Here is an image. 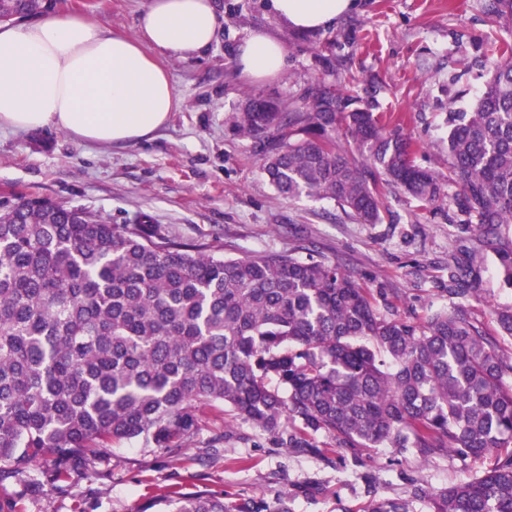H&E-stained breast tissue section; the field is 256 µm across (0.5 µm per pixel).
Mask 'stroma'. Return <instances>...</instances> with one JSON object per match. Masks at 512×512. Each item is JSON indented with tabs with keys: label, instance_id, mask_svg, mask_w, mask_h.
I'll use <instances>...</instances> for the list:
<instances>
[{
	"label": "stroma",
	"instance_id": "35a3bbf8",
	"mask_svg": "<svg viewBox=\"0 0 512 512\" xmlns=\"http://www.w3.org/2000/svg\"><path fill=\"white\" fill-rule=\"evenodd\" d=\"M146 0H50L48 16L85 14L103 28L136 36ZM217 39L201 56L163 59L180 96L168 125L151 139L101 148L46 127L0 125V198H46L100 214L113 224L148 215L170 236L207 243L221 237L228 257L292 250L302 259L341 262L372 289L377 311L424 317L446 307L448 265H471L477 295L467 307L495 329L496 308L512 305L498 276L495 251L467 224L449 223L446 208L420 210L400 192L390 217L362 224L329 200L278 195L251 139L230 117L245 93L301 103L322 81L358 98L378 115L401 117L405 133L426 150L422 166L447 173L448 115L470 111L485 80L479 37L512 35L491 24L486 0H355L326 29L279 23L268 0H216ZM277 35L288 51L279 77L255 84L241 76L235 47L253 30ZM196 441L176 456L124 442L91 460L102 474L89 484L7 482L0 500L22 512H169L165 494H213L226 502L291 500L293 512H364L374 499L410 500L415 483L438 489L471 480L490 459L453 454L421 461L393 448H362L341 458L332 440L315 435L318 453L283 447L259 428L204 408ZM224 432L222 448H207Z\"/></svg>",
	"mask_w": 512,
	"mask_h": 512
}]
</instances>
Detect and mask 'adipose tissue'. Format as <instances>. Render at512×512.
<instances>
[{
	"label": "adipose tissue",
	"mask_w": 512,
	"mask_h": 512,
	"mask_svg": "<svg viewBox=\"0 0 512 512\" xmlns=\"http://www.w3.org/2000/svg\"><path fill=\"white\" fill-rule=\"evenodd\" d=\"M354 0H269L288 27L323 29L349 13ZM220 21L214 0H147L130 37L87 16L0 24V125L52 127L99 147L128 145L163 128L179 105L157 56L188 60L213 44ZM252 82L280 76L283 43L255 30L236 47Z\"/></svg>",
	"instance_id": "obj_1"
}]
</instances>
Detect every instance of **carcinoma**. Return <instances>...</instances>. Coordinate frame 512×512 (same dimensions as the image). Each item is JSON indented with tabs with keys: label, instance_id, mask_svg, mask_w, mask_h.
Here are the masks:
<instances>
[{
	"label": "carcinoma",
	"instance_id": "cac0c4a2",
	"mask_svg": "<svg viewBox=\"0 0 512 512\" xmlns=\"http://www.w3.org/2000/svg\"><path fill=\"white\" fill-rule=\"evenodd\" d=\"M44 0H0V19L45 11ZM512 23V0H488ZM487 77L473 110L448 114V176L417 162L421 147L398 122L324 82L296 107L250 94L233 131L256 140L279 195L335 202L377 224L387 195L425 209L448 201V223L472 224L500 256L512 287V41L485 45ZM344 133L346 144L339 143ZM448 295L476 291L471 271L448 266ZM371 290L339 263L292 252L224 258L143 216L111 224L42 200L0 202V484L98 479L77 464L136 440L177 455L197 436L202 407L265 432L299 426L288 448L322 453L389 446L423 461L452 452L494 458L472 480L412 497L430 512H512V307L494 332L462 303L420 321L386 318ZM172 512H291L288 499L229 505L179 497ZM366 512H410L379 499Z\"/></svg>",
	"mask_w": 512,
	"mask_h": 512
}]
</instances>
